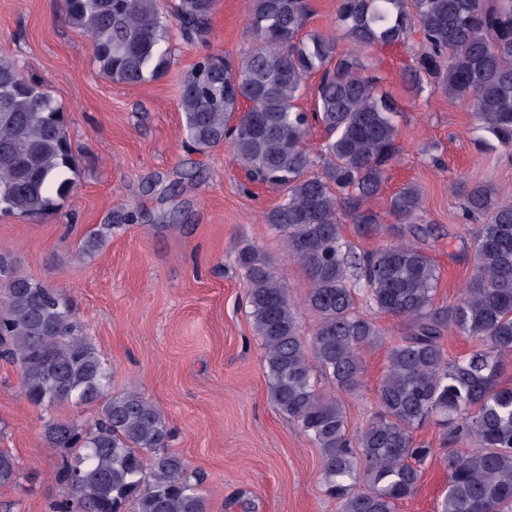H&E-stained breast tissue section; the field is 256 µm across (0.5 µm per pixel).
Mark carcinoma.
I'll return each mask as SVG.
<instances>
[{
    "instance_id": "obj_1",
    "label": "carcinoma",
    "mask_w": 512,
    "mask_h": 512,
    "mask_svg": "<svg viewBox=\"0 0 512 512\" xmlns=\"http://www.w3.org/2000/svg\"><path fill=\"white\" fill-rule=\"evenodd\" d=\"M69 22L87 35L101 73L136 85L171 67V28L204 42L217 0H63ZM307 0H249L258 45L235 62L206 54L182 81L178 102L188 146L229 145L252 183L283 191L264 212L286 256L305 272L304 305L318 318L301 335L298 309L252 244L236 255L246 303L264 354L276 408L321 451L325 493L341 512H398L416 495L433 449L415 440L431 423L449 441L440 512H512V193L463 184L461 216L480 224L469 284L438 306L435 261L413 241L359 253L342 239L348 216L365 236L430 234L420 189L405 184L388 201L395 223L365 206L377 198L399 153L398 100L363 63L375 46L403 44L418 32L422 51L405 73L413 96L425 86L462 103L480 130L512 151V0H338L335 33H303ZM347 47L338 48L339 40ZM319 75L314 105H299ZM324 140L313 159L307 141ZM78 166L67 114L14 57L0 56V215L44 218L70 196ZM120 228L101 224L77 256L97 253ZM403 319L388 350L375 415L351 430L336 395L317 388L314 368L351 391L363 354L382 343L358 301ZM477 341L448 359L444 333ZM0 360L19 368L21 392L35 408L90 407L89 424L51 418L46 447L66 495L52 512H208L203 476L170 450L173 430L161 408L135 387L112 390V368L84 336L65 296L0 254ZM18 459L0 450V486L18 482Z\"/></svg>"
}]
</instances>
